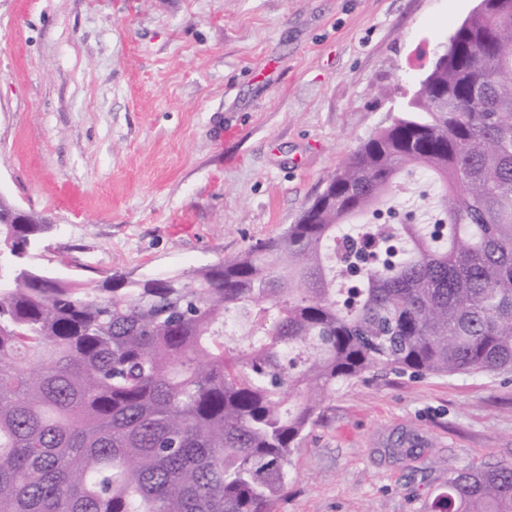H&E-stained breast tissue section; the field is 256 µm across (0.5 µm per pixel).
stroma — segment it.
<instances>
[{"instance_id": "stroma-1", "label": "stroma", "mask_w": 512, "mask_h": 512, "mask_svg": "<svg viewBox=\"0 0 512 512\" xmlns=\"http://www.w3.org/2000/svg\"><path fill=\"white\" fill-rule=\"evenodd\" d=\"M479 0H0V195L32 262L102 287L297 223ZM512 462V373L368 374L292 458L278 512H426Z\"/></svg>"}]
</instances>
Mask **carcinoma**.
I'll return each instance as SVG.
<instances>
[{
  "mask_svg": "<svg viewBox=\"0 0 512 512\" xmlns=\"http://www.w3.org/2000/svg\"><path fill=\"white\" fill-rule=\"evenodd\" d=\"M421 219L391 200L417 173ZM0 201V512H276L323 405L367 373L512 372V0H480L391 123L276 238L89 292ZM428 512H512V463Z\"/></svg>",
  "mask_w": 512,
  "mask_h": 512,
  "instance_id": "obj_1",
  "label": "carcinoma"
}]
</instances>
